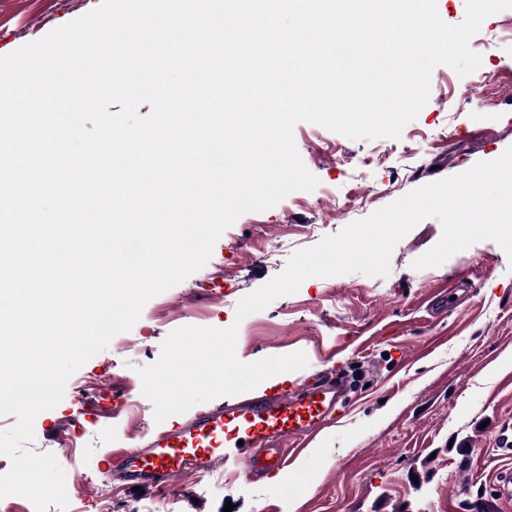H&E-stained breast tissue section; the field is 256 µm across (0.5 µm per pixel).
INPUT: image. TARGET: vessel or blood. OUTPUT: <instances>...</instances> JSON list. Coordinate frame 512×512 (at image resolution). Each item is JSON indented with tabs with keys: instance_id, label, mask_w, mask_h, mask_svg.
Instances as JSON below:
<instances>
[{
	"instance_id": "obj_1",
	"label": "vessel or blood",
	"mask_w": 512,
	"mask_h": 512,
	"mask_svg": "<svg viewBox=\"0 0 512 512\" xmlns=\"http://www.w3.org/2000/svg\"><path fill=\"white\" fill-rule=\"evenodd\" d=\"M349 383L336 372L316 375L295 388L267 389L232 404H219L107 458L128 486L171 487L186 472L210 475L217 467L262 477L300 456L347 407Z\"/></svg>"
}]
</instances>
